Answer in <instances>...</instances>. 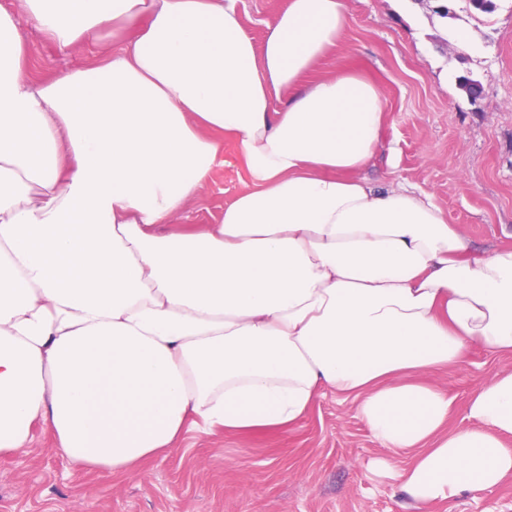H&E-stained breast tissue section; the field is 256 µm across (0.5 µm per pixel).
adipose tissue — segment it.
I'll return each mask as SVG.
<instances>
[{"instance_id": "ef3b65f1", "label": "adipose tissue", "mask_w": 512, "mask_h": 512, "mask_svg": "<svg viewBox=\"0 0 512 512\" xmlns=\"http://www.w3.org/2000/svg\"><path fill=\"white\" fill-rule=\"evenodd\" d=\"M25 25L99 55L36 76ZM348 25L344 0H289L258 47L235 0L0 8V454L40 424L129 473L186 424L290 426L330 391L406 456L414 503L512 477V369L460 410L426 379L474 343L512 354V246L475 254L430 197L363 177L385 94L312 75ZM228 134L249 188L159 233Z\"/></svg>"}]
</instances>
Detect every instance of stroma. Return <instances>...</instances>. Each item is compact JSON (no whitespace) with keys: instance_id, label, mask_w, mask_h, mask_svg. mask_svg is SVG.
<instances>
[{"instance_id":"35a3bbf8","label":"stroma","mask_w":512,"mask_h":512,"mask_svg":"<svg viewBox=\"0 0 512 512\" xmlns=\"http://www.w3.org/2000/svg\"><path fill=\"white\" fill-rule=\"evenodd\" d=\"M345 0L350 24L314 77L344 68L383 89L387 107L378 152L366 177L380 187L428 194L476 250L512 245V0L472 18L464 0ZM288 0H236L244 32L262 45L265 21ZM471 36L469 51L448 53L449 31ZM35 57L56 70L91 65L93 50H60L35 30L22 32ZM480 82L470 100L459 77ZM222 166L201 187L174 230L219 223L249 184L233 138ZM512 356L475 345L432 381L464 405ZM352 401L319 396L293 427L255 433L187 427L174 449L122 476L64 459L52 433L34 426L26 453L0 456V512H512V480L480 493L413 510L399 478L374 474L382 456Z\"/></svg>"}]
</instances>
